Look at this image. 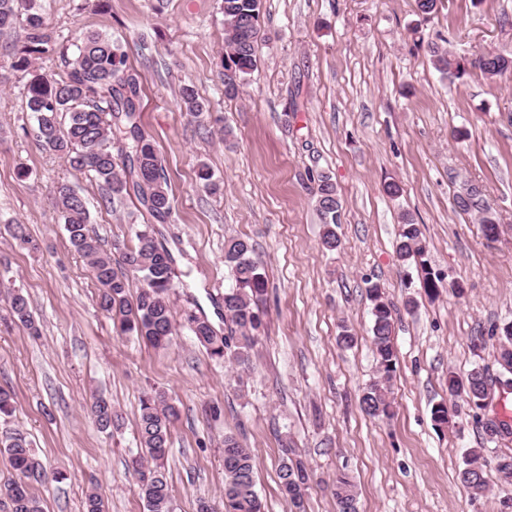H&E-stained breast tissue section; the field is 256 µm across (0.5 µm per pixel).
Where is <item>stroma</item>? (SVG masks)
Here are the masks:
<instances>
[{"mask_svg": "<svg viewBox=\"0 0 512 512\" xmlns=\"http://www.w3.org/2000/svg\"><path fill=\"white\" fill-rule=\"evenodd\" d=\"M63 46L98 31L120 43L142 81L141 123L162 158L173 210L156 226L175 258L176 313L205 314L225 333L224 291L233 281L224 241L246 240L267 278L263 327L249 365L212 359L186 328L153 348L118 335L98 308L99 288L69 244L52 199L57 184L83 195L105 250L134 245L151 222L135 196L104 206L86 175L43 149L12 69L20 31L0 35V387L15 396L7 427L31 441L45 469L32 483L43 512H82L97 482L109 512H147L126 463L137 454L141 399L164 391L177 407L167 476L173 512L208 501L224 510V438L251 448L262 512H290L279 489L281 441L313 471L307 512H336L337 474L354 482L359 512H512L495 456L448 375L474 365L492 380L493 332L512 321V74L476 69L443 80L424 47L455 54L512 50V0H440L425 17L415 0H263L257 67L237 96L224 93L221 0H45ZM193 87L200 110L180 98ZM208 167L221 189L198 177ZM342 202L339 249L321 244L319 176ZM483 186L500 233L486 238L459 211L460 181ZM398 196H388L387 183ZM422 232L425 260L444 283L428 298L414 265L398 261L404 217ZM26 225L38 250L8 225ZM462 294H453L451 284ZM395 306L394 415L373 419L359 398L380 376L367 289ZM22 290L37 320L29 336L11 319L7 294ZM417 302L406 310L407 298ZM353 347L338 345L342 330ZM122 417L112 433L89 415L97 395ZM446 404L450 420L434 421ZM487 463L486 497L460 483L468 449Z\"/></svg>", "mask_w": 512, "mask_h": 512, "instance_id": "stroma-1", "label": "stroma"}]
</instances>
